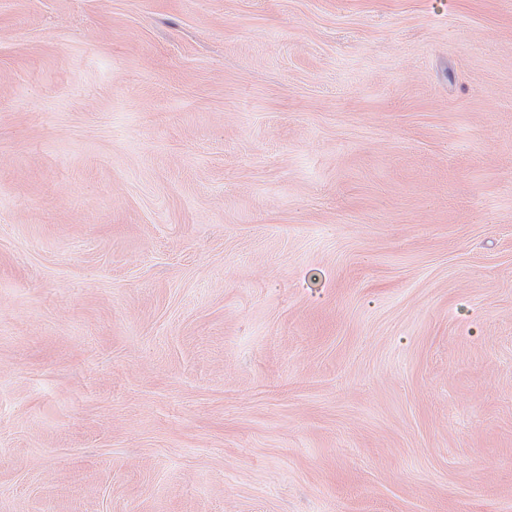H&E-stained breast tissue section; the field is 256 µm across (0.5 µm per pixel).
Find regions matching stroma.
Masks as SVG:
<instances>
[{
    "instance_id": "obj_1",
    "label": "stroma",
    "mask_w": 512,
    "mask_h": 512,
    "mask_svg": "<svg viewBox=\"0 0 512 512\" xmlns=\"http://www.w3.org/2000/svg\"><path fill=\"white\" fill-rule=\"evenodd\" d=\"M0 512H512V0H0Z\"/></svg>"
}]
</instances>
